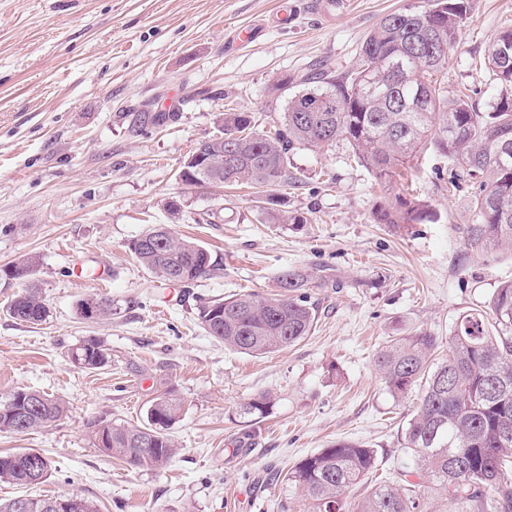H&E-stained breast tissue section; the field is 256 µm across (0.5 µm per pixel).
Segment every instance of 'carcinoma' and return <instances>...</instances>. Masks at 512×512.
Instances as JSON below:
<instances>
[{
	"instance_id": "obj_1",
	"label": "carcinoma",
	"mask_w": 512,
	"mask_h": 512,
	"mask_svg": "<svg viewBox=\"0 0 512 512\" xmlns=\"http://www.w3.org/2000/svg\"><path fill=\"white\" fill-rule=\"evenodd\" d=\"M465 0H425V4L384 16L366 36L357 65L340 78L321 71L307 76L311 88L288 94L284 78L274 91L288 95L281 127L270 134L253 131L249 112H225L223 131L193 149L179 179L195 186L203 168L219 167L224 187L247 185L268 221L284 215L279 188L297 182L288 169L289 154L300 147L327 149L347 142L357 161L381 183L403 176L402 169L428 148L457 162L477 180L472 198L477 223L466 224L462 244L474 255L512 251V98H497L478 112L461 97H448L434 75L448 53L406 81L388 74V65L406 59L428 24L436 21L446 49L457 41ZM484 64L496 79L512 86V29L489 42ZM374 221L398 230L434 223L437 213L408 188L386 197L373 210ZM135 259L157 278L189 285L220 275L221 264L206 247L158 225L132 240ZM37 261L26 257L0 270L25 282L10 302L8 314L39 324L49 309L39 290L28 284ZM313 277L297 268L278 276L280 291L268 296L236 293L202 302L198 320L207 335L251 356L294 346L318 320L306 288ZM438 337L425 331L397 336L376 355V367L392 396L403 400L419 387L418 402L404 431V450L413 467L399 479L379 475L377 454L364 444L339 440L291 466L284 480L302 490L314 512H421L417 488L423 479L449 501H467L476 512H512V281L504 282L487 303L459 316L448 338V353L436 357ZM81 369L97 370L109 362L108 349L89 337L70 350ZM269 395L240 407L243 422L268 417ZM182 404L168 392L155 397L141 426L100 424L93 431L98 448L134 469H160L175 454L170 430ZM66 412L65 402L38 390L16 388L0 393V431L27 433L50 426ZM32 462L27 452L0 455V482L29 487ZM495 492L481 501L482 490ZM362 490L355 504L347 495ZM27 512H54L57 498L24 496Z\"/></svg>"
}]
</instances>
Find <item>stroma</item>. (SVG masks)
<instances>
[{
	"label": "stroma",
	"mask_w": 512,
	"mask_h": 512,
	"mask_svg": "<svg viewBox=\"0 0 512 512\" xmlns=\"http://www.w3.org/2000/svg\"><path fill=\"white\" fill-rule=\"evenodd\" d=\"M422 2L350 0L319 16L304 0H0V268L36 257L30 282L49 306L42 323L14 320L6 308L22 284L0 276V392L32 388L69 406L42 430L0 432V453L52 462L27 490L0 483V498L69 492L99 512H311L278 471L339 440L374 448L388 474L407 463L415 399L391 396L376 352L420 330L448 339L461 314L512 280V254L461 245L462 225L476 221L470 181L451 188V161L428 150L411 174L439 220L398 232L374 223L379 186L342 140L290 153L298 182L283 190L281 224L250 189L191 188L178 172L221 113L272 129L286 108L271 92L279 79L300 91L315 67L344 75L383 16ZM283 4L285 28L275 21ZM466 4L441 81L483 112L505 91L483 58L512 26V0ZM260 21L257 38L233 44ZM156 224L211 250L221 276L173 285L140 265L129 244ZM286 268L314 277L309 336L251 357L205 334L201 300L276 293ZM92 296L111 300L110 317L79 315ZM90 336L111 355L94 372L67 353ZM164 390L183 402L164 469H133L96 447L95 424H141ZM262 393L271 414L244 425L240 405Z\"/></svg>",
	"instance_id": "stroma-1"
}]
</instances>
